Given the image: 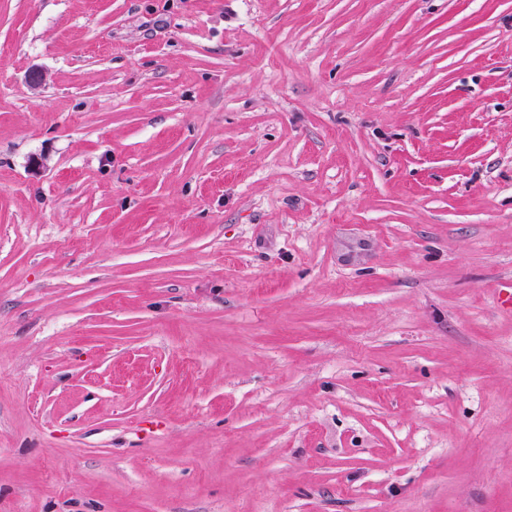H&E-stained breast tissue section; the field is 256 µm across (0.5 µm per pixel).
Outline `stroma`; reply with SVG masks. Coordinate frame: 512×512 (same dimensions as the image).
I'll return each instance as SVG.
<instances>
[{"label":"stroma","mask_w":512,"mask_h":512,"mask_svg":"<svg viewBox=\"0 0 512 512\" xmlns=\"http://www.w3.org/2000/svg\"><path fill=\"white\" fill-rule=\"evenodd\" d=\"M511 282L512 0H0V512H512Z\"/></svg>","instance_id":"1"}]
</instances>
